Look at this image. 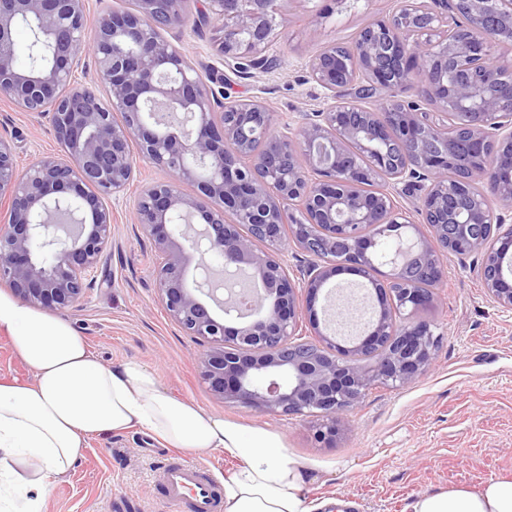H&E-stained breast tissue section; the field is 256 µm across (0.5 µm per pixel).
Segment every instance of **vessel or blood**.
<instances>
[{
  "mask_svg": "<svg viewBox=\"0 0 512 512\" xmlns=\"http://www.w3.org/2000/svg\"><path fill=\"white\" fill-rule=\"evenodd\" d=\"M160 485L176 512H220L216 485L202 468L190 464L166 467Z\"/></svg>",
  "mask_w": 512,
  "mask_h": 512,
  "instance_id": "vessel-or-blood-1",
  "label": "vessel or blood"
}]
</instances>
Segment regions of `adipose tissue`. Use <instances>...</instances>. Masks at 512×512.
Masks as SVG:
<instances>
[{"label": "adipose tissue", "instance_id": "ef3b65f1", "mask_svg": "<svg viewBox=\"0 0 512 512\" xmlns=\"http://www.w3.org/2000/svg\"><path fill=\"white\" fill-rule=\"evenodd\" d=\"M0 336L35 373L30 383L0 381V512H46L89 439L132 429L165 448L237 460L222 482L224 512H324L280 434L166 394L141 363L105 366L69 322L3 294ZM405 512H512V479L488 480L476 492L421 494Z\"/></svg>", "mask_w": 512, "mask_h": 512}]
</instances>
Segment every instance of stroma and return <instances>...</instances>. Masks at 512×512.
<instances>
[{"mask_svg":"<svg viewBox=\"0 0 512 512\" xmlns=\"http://www.w3.org/2000/svg\"><path fill=\"white\" fill-rule=\"evenodd\" d=\"M397 0H277L266 71L231 77L228 100L259 99L282 122L299 125L321 109L324 91L308 63L327 44H350ZM189 0L183 26L167 39L201 73L223 70L218 31L197 26ZM0 139L18 167L36 157L61 155L64 145L48 123L0 98ZM164 171L139 160L133 181L112 201V242L82 304L63 317L87 337L109 366L138 361L155 370L163 390L245 427L278 432L305 465L312 500L350 503L349 512H403L415 494L451 488L478 490L491 479L512 478V313L496 308L475 268L478 257H442L437 303L420 311L441 338L430 370L392 389L373 387L348 413L333 441L317 436L316 417L274 415L215 396L203 380L201 346L168 315L158 293V256L135 222L143 186L164 181ZM209 468L215 479L234 470L221 453L198 455L161 447L139 430L91 440L81 459L52 491L46 512H173L158 477L171 461Z\"/></svg>","mask_w":512,"mask_h":512,"instance_id":"35a3bbf8","label":"stroma"}]
</instances>
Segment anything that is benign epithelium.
Wrapping results in <instances>:
<instances>
[{"label":"benign epithelium","instance_id":"1","mask_svg":"<svg viewBox=\"0 0 512 512\" xmlns=\"http://www.w3.org/2000/svg\"><path fill=\"white\" fill-rule=\"evenodd\" d=\"M183 2L135 0L131 11L101 14L88 36L85 0H0V98L48 120L66 149L21 170L0 139V283L42 309L83 301L112 238L105 199L133 180L136 144L169 175L142 189L136 223L160 257L170 317L203 343L211 391L270 414L319 416L318 437L331 441L366 391L411 383L432 365L437 337L417 313L437 300L442 254L480 256L486 294L512 312V225L499 213L512 207V77L492 58L512 40V0H399L351 47H323L310 74L325 106L284 132L261 101L226 102L232 119L216 115L223 75L202 76L164 36L185 22ZM272 2L205 0L201 22L220 23L219 52L233 73L268 64ZM21 25L42 51L24 68ZM86 55L90 84L75 76ZM352 86L376 104L341 101ZM422 101L455 115L461 134ZM448 169L456 181L439 175ZM187 183L198 192L186 194ZM414 189L425 233L397 205ZM293 249L316 257L296 278L284 262ZM216 265L230 284L251 271L255 306L226 304L214 316L203 298L218 292ZM379 266L390 273L372 284L363 334L342 342L322 332L315 305L322 294L332 302L329 281ZM303 308L315 341L300 338Z\"/></svg>","mask_w":512,"mask_h":512}]
</instances>
